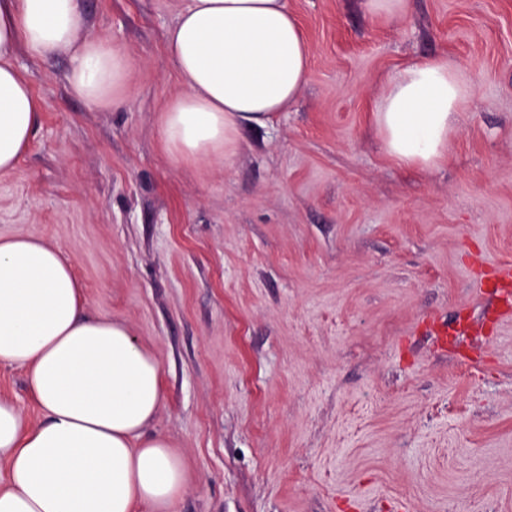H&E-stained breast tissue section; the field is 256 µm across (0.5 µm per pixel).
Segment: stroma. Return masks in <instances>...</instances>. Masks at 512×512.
I'll return each mask as SVG.
<instances>
[{
	"instance_id": "stroma-1",
	"label": "stroma",
	"mask_w": 512,
	"mask_h": 512,
	"mask_svg": "<svg viewBox=\"0 0 512 512\" xmlns=\"http://www.w3.org/2000/svg\"><path fill=\"white\" fill-rule=\"evenodd\" d=\"M84 2L131 62L126 102L88 105L67 58L18 50L44 111L0 174V232L59 246L91 311L158 360L152 428L187 476L171 512H512V317L477 286L512 263V0H409L388 22L288 0L309 81L211 167L160 133L186 0ZM437 57L471 95L447 161L420 171L371 111ZM1 397L39 420L23 369L0 365Z\"/></svg>"
}]
</instances>
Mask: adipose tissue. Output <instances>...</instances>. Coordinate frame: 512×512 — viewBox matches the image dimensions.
Instances as JSON below:
<instances>
[{"label": "adipose tissue", "mask_w": 512, "mask_h": 512, "mask_svg": "<svg viewBox=\"0 0 512 512\" xmlns=\"http://www.w3.org/2000/svg\"><path fill=\"white\" fill-rule=\"evenodd\" d=\"M83 0H0V173L13 171L43 111L14 63L19 48L67 56L72 92L125 101L129 61L85 32ZM184 90L160 116L177 159L219 164L244 127L270 123L309 78L311 50L285 0H189L165 38ZM470 86L445 58L391 76L372 110L388 156L423 170L448 157ZM0 364L24 369L42 420L0 399V512H170L186 473L152 423L163 402L157 359L126 324L88 311L63 251L0 234Z\"/></svg>", "instance_id": "obj_1"}]
</instances>
